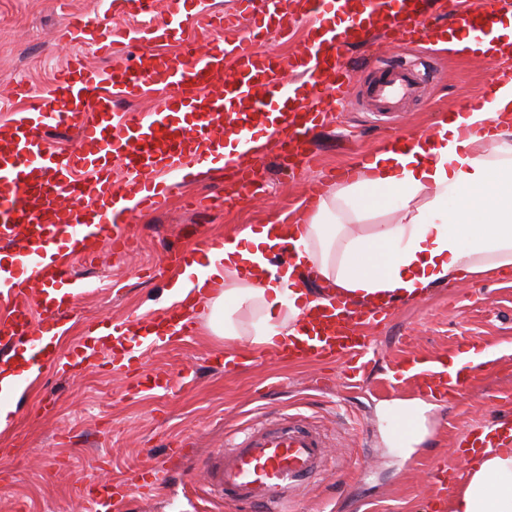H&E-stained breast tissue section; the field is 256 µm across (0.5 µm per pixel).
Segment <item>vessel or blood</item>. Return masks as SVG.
I'll use <instances>...</instances> for the list:
<instances>
[{
  "instance_id": "b4317fda",
  "label": "vessel or blood",
  "mask_w": 512,
  "mask_h": 512,
  "mask_svg": "<svg viewBox=\"0 0 512 512\" xmlns=\"http://www.w3.org/2000/svg\"><path fill=\"white\" fill-rule=\"evenodd\" d=\"M459 2L339 0L348 20L339 30L322 17L321 0H305L293 18L313 19L321 37L294 58L296 77L285 84L274 57L254 48L255 41L270 32L272 19L283 16L281 0H239L235 11L211 15L208 25L219 32L249 18V38L227 41L219 36L205 51L189 48L178 57L157 50L176 23L149 27L134 36L85 14L71 15L59 29L58 40L102 55L131 40L137 47L132 64L121 68H98L83 58H71L57 71L49 97L27 111H12L13 99L33 97L26 83H16L11 97L0 100V112L13 114L0 131V246L18 250L16 265H0V303L6 306L0 315V347L8 351L0 366L18 375L17 380L0 383V395L20 389L19 375L27 368L66 374L98 356L112 371L137 373L142 346L190 338L201 304L193 291L151 315L90 324L81 343L61 353L55 338L80 286L71 274L68 248L78 247L93 262L100 246L106 245L114 257L123 258L133 244L128 217L166 207L167 185L187 178L196 165L210 159L223 158L233 194L256 195L261 184L253 142L263 136L268 151L302 150L313 129L328 118L327 112L307 102V94L326 90L339 102L350 97L353 77L340 59L341 48L394 30L408 38L420 35L437 41L443 30L428 20L434 8L458 16L463 37L488 36L497 22L498 0H484L481 7L464 12ZM152 8L153 0H108L113 13L144 16ZM417 78L406 63L384 64L371 90L373 111H395L400 100L415 92ZM507 78L512 80V71L493 72L482 91L466 99V106L482 110ZM280 94L288 108L270 117L267 107ZM153 97L160 100L155 110L134 108V101ZM181 106L195 114L191 127L171 120ZM46 125L77 129L79 150L51 151L42 138ZM116 159L129 173L120 184L112 179ZM33 281L40 285L38 321L24 302ZM387 316L386 307L359 311L337 296L330 307L306 314L305 338L273 348L272 354L288 363L340 365L344 379L353 384L374 360L367 330ZM459 357L461 367L452 375L440 359L414 354L396 366L393 379L455 400L502 362L498 356L482 357L471 347L461 349ZM137 375V391L166 394L172 389L160 374ZM327 455V444L313 426L269 420L251 429L238 447L210 459L206 482L224 504L245 506L250 512H288L291 495L306 487ZM164 476L165 464L159 461L113 481L90 482L83 500L90 512H125L129 496L150 495Z\"/></svg>"
}]
</instances>
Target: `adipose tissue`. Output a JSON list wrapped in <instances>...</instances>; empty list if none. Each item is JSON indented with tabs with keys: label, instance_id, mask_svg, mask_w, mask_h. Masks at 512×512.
I'll return each mask as SVG.
<instances>
[{
	"label": "adipose tissue",
	"instance_id": "1",
	"mask_svg": "<svg viewBox=\"0 0 512 512\" xmlns=\"http://www.w3.org/2000/svg\"><path fill=\"white\" fill-rule=\"evenodd\" d=\"M366 166L356 189L398 196L397 217L363 225L366 209L339 189L303 208L302 235L287 238L275 219L251 224L225 242L221 261L186 267L197 292L224 312L211 326L216 336L268 350L301 335L304 314L332 297L413 301L437 284L512 267V81L486 113L458 108L430 135L390 144ZM281 245L291 262L252 277ZM504 434L470 459L448 512H512V427Z\"/></svg>",
	"mask_w": 512,
	"mask_h": 512
}]
</instances>
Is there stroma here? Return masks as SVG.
Returning <instances> with one entry per match:
<instances>
[{
  "instance_id": "1",
  "label": "stroma",
  "mask_w": 512,
  "mask_h": 512,
  "mask_svg": "<svg viewBox=\"0 0 512 512\" xmlns=\"http://www.w3.org/2000/svg\"><path fill=\"white\" fill-rule=\"evenodd\" d=\"M233 0H185L192 16L181 41L165 43L170 54L182 41L206 49L213 33L203 16L220 12ZM86 13L113 24L105 0H0V98L16 81L36 94L49 89L54 72L71 50L54 38L64 20ZM394 38L346 49L343 60L354 75L350 101L333 106L334 121L316 128L302 165L269 155L259 160L265 192L235 197L223 169L171 188L166 209L133 215L130 230L139 251L118 260L101 251L98 265L74 259L72 267L86 283L68 316L59 349L78 344L88 323L104 318L127 319L156 310L167 282L153 279L148 268L171 253L198 248L208 237L237 233L297 213L310 183L335 187L330 173L359 154L382 147L395 134L410 137L431 131L438 116L477 93L499 60L435 49L421 69L424 95L408 101L401 112L381 116L368 112L363 99L375 64L397 54ZM212 313L203 303L193 338L151 349L142 359L145 372L167 374L173 390L159 397L137 394L133 376L96 366L62 375L44 370L12 403V419L0 432V470L12 479L0 488V512H87L80 489L87 478L110 480L168 456V481L149 499L136 498L129 512H233L210 493L204 463L225 443L243 437L270 417H300L325 436L329 456L304 498L292 512H432L436 493L427 477L445 462L454 468L455 483L466 476L463 458L455 457L459 441L473 427L488 422L500 399L512 396V271H491L462 284H441L423 302L398 303L374 334L377 356L358 386L345 385L339 365L291 366L263 356L254 367L227 373L208 361L227 350L224 340L207 326ZM502 352L508 362L469 388L463 399L427 409L419 421L426 434L420 442L397 444L392 424L397 400L419 396L413 385L392 389L385 380L397 361L414 353L445 358L459 346ZM196 382L181 385L186 371ZM49 412H39L41 404Z\"/></svg>"
}]
</instances>
